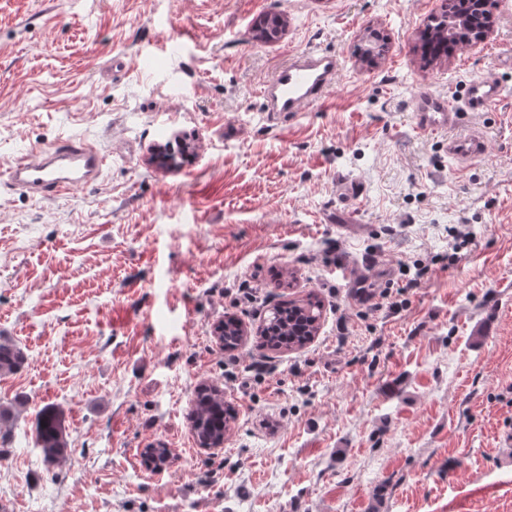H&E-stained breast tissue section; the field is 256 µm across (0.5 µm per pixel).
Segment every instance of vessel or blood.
I'll return each instance as SVG.
<instances>
[{
    "label": "vessel or blood",
    "mask_w": 512,
    "mask_h": 512,
    "mask_svg": "<svg viewBox=\"0 0 512 512\" xmlns=\"http://www.w3.org/2000/svg\"><path fill=\"white\" fill-rule=\"evenodd\" d=\"M341 69L342 62L333 53L303 50L289 54L258 89L267 119L285 122L319 102L335 85ZM464 96L460 107L446 95L427 89L418 91L412 99L417 128L448 134V157L457 164L480 158L485 152L482 131L463 125V112H484L494 107L503 96V86L495 76L479 74L465 85ZM104 164L105 158L95 145L64 141L15 161L8 168V181L31 195L54 197L96 182Z\"/></svg>",
    "instance_id": "vessel-or-blood-1"
}]
</instances>
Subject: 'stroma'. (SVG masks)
<instances>
[{"instance_id":"35a3bbf8","label":"stroma","mask_w":512,"mask_h":512,"mask_svg":"<svg viewBox=\"0 0 512 512\" xmlns=\"http://www.w3.org/2000/svg\"><path fill=\"white\" fill-rule=\"evenodd\" d=\"M444 2L0 0V175L65 139L106 157L63 197L0 185V337L27 355L0 377V404L25 399L0 448L9 512H512V0L427 61ZM266 12L287 21L271 43L252 38ZM306 49L342 59L335 86L266 120L259 84ZM487 72L503 100L468 117L486 153L453 168L412 96ZM311 294L314 341L258 348L268 311ZM228 318L249 332L232 352ZM204 383L235 415L217 449L188 420ZM49 406L68 440L50 467L31 434ZM151 445L172 451L158 478Z\"/></svg>"}]
</instances>
